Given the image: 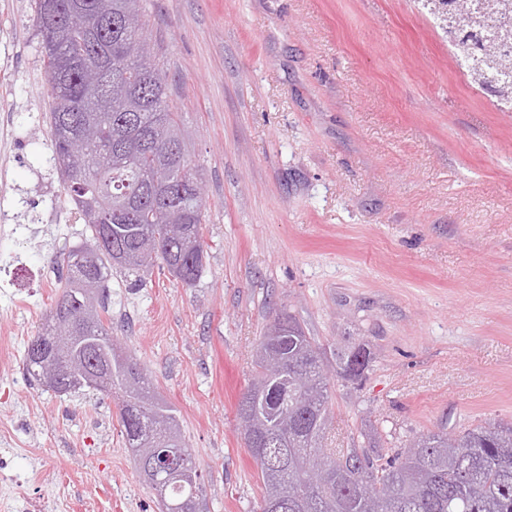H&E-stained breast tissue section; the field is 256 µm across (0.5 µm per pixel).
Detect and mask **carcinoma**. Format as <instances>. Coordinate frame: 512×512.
Wrapping results in <instances>:
<instances>
[{
    "mask_svg": "<svg viewBox=\"0 0 512 512\" xmlns=\"http://www.w3.org/2000/svg\"><path fill=\"white\" fill-rule=\"evenodd\" d=\"M73 0H55L46 11L44 0H34V24L41 37L43 61L50 85L49 136L56 170L68 160L70 174L60 175L70 203L86 224L85 243L64 253L67 275L61 292L90 277L97 281L96 326L90 336H112V322L105 317L107 296L103 283L115 271L140 276L157 265L184 271L179 281L194 285L205 265L196 262L194 247L205 248L203 225L206 203L185 195L172 211L155 208L157 193L175 183L179 170L167 161L173 152L189 161L181 114L168 99V76L150 47L143 22L127 30L122 16L140 14L141 0H112L105 10L102 0H82L94 18L88 31L66 28ZM452 5L461 31L475 28L470 0H443ZM480 53L486 65L512 66V57L499 53L497 44L483 42ZM99 116L95 137L81 151L67 158L61 128L80 134L84 114ZM113 212L128 200L137 202L122 222H112V237L100 234L88 200ZM280 354L288 369V386L295 389V404L282 421L259 407L269 426L272 443L266 459L253 461L262 483V499L276 490L269 482V466L284 472L288 489L303 485L301 464L324 455L329 459L333 485L300 502L288 498V512H512V423L489 422L470 426L452 435L432 432L382 460L377 432H362V445L343 452H327L322 442L331 425L328 383L323 365L334 362L336 376L361 384L372 362L363 344L339 347L327 354L307 336L295 317L281 324ZM129 418L120 423L127 447L148 433L162 431L164 422L177 421L174 409L151 389L140 363H134ZM371 485L373 495L359 498L355 486Z\"/></svg>",
    "mask_w": 512,
    "mask_h": 512,
    "instance_id": "cac0c4a2",
    "label": "carcinoma"
}]
</instances>
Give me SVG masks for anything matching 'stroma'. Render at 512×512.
<instances>
[{"instance_id":"1","label":"stroma","mask_w":512,"mask_h":512,"mask_svg":"<svg viewBox=\"0 0 512 512\" xmlns=\"http://www.w3.org/2000/svg\"><path fill=\"white\" fill-rule=\"evenodd\" d=\"M33 0H0V512H159L110 400L28 380L36 335L86 226L50 154ZM205 186V272L104 283L112 334L176 411L203 512H255L236 417L269 322L326 350L366 345L361 387L334 379L326 444L374 426L387 448L512 423V112L454 64L415 0H147Z\"/></svg>"}]
</instances>
